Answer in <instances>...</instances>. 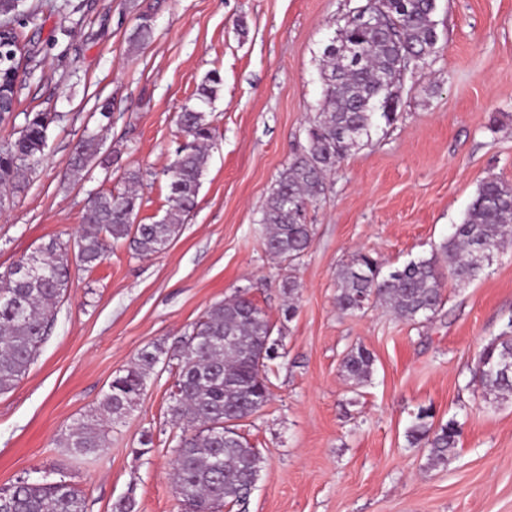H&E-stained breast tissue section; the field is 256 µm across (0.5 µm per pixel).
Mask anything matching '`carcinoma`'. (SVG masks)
<instances>
[{"mask_svg":"<svg viewBox=\"0 0 512 512\" xmlns=\"http://www.w3.org/2000/svg\"><path fill=\"white\" fill-rule=\"evenodd\" d=\"M23 0H0V27L16 42L14 22ZM384 23L377 29L348 20L324 49L320 75L323 105L307 129V146L280 173L266 199L260 224L267 251L294 268L308 252L313 227L307 209L325 195L326 177L356 147L367 143L380 122L392 123L399 107L402 73L398 59L415 58L425 65L437 43L433 15L436 0H384ZM387 88L380 89V80ZM221 76L208 73L197 87L198 104L185 107L178 123L186 143L167 169L170 206L152 224L136 223L141 176L126 173L128 188L119 195L98 194L92 199L90 224L76 240V265L92 268L127 241L136 255L148 257L164 250L178 235L194 208L215 130L205 107L216 98ZM53 117L45 112L26 116L19 137L0 148V198L23 191L28 174L44 154ZM99 156L95 133L85 135L69 160V174L79 181ZM100 160V159H98ZM103 166L107 159L100 160ZM512 240V185L496 178L484 180L462 223L429 258L411 260L384 275L379 261L358 253L336 272V307L356 313L370 305H384L412 323L430 320L443 303L447 275L460 281L482 273L493 256ZM52 240L16 261H34V268L0 276V394L12 391L26 374L53 320L52 310L67 292L71 277L68 253ZM273 328L265 312L244 293L211 306L202 320L183 337L178 349L174 381L180 389L172 399L171 417L181 433L176 444L173 484L184 512H219L226 504H246L251 478L259 472L260 453L236 432L219 438L212 425L226 419H245L269 399L267 362L257 364L259 352ZM163 348L141 350L116 374L95 413L78 422L63 445L78 454L107 447L112 423L137 403L147 378L160 361ZM374 359L365 348L347 353L342 372L356 384L366 381ZM475 377L485 402L512 398V324L489 342L480 356ZM462 435L450 419L434 423L433 413L421 408L407 428L409 445L427 449L433 465L448 463ZM11 512H85V502L68 482H16L6 497Z\"/></svg>","mask_w":512,"mask_h":512,"instance_id":"obj_1","label":"carcinoma"}]
</instances>
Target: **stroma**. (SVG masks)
I'll use <instances>...</instances> for the list:
<instances>
[{
    "label": "stroma",
    "mask_w": 512,
    "mask_h": 512,
    "mask_svg": "<svg viewBox=\"0 0 512 512\" xmlns=\"http://www.w3.org/2000/svg\"><path fill=\"white\" fill-rule=\"evenodd\" d=\"M360 3L41 0L36 19L16 23L23 88L0 145L19 136L26 114L53 121L25 190L0 201V271L50 240L78 239L90 198L124 191L130 170L141 174L137 223L161 219L164 171L184 143L177 115L207 73L222 84L207 109L216 138L178 237L147 258L123 243L92 269L73 267L28 372L0 395V489L63 479L86 512H112L123 498L133 512H182L172 351L210 306L244 291L279 342L271 397L238 425L261 456L244 512H512V399L484 403L475 380L481 351L512 322V243L475 280L447 279L429 321L335 304L336 271L354 254L386 272L430 257L482 181L512 184V0H436L430 64L404 75L393 125L330 175L308 210L309 252L292 270L263 245L265 200L321 108L323 48ZM144 22L152 37L132 47ZM88 132L108 163L76 182L68 163ZM291 273L300 288L290 315L279 284ZM154 345L165 352L105 453L63 448L113 376ZM361 345L373 372L355 385L341 363ZM422 407L462 426L448 464L429 466L426 449L407 442Z\"/></svg>",
    "instance_id": "1"
}]
</instances>
